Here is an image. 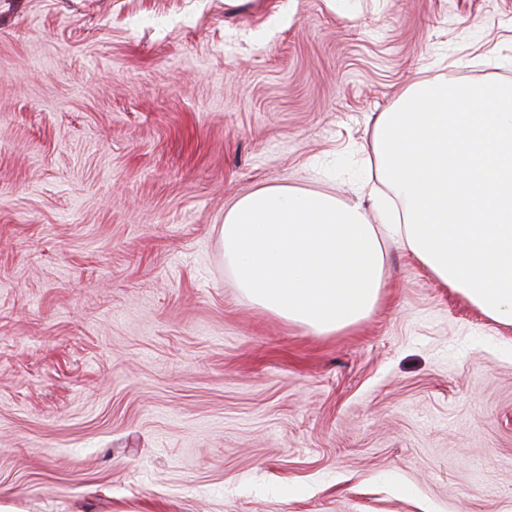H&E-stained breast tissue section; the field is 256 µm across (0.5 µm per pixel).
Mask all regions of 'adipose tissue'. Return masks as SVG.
<instances>
[{"instance_id": "ef3b65f1", "label": "adipose tissue", "mask_w": 512, "mask_h": 512, "mask_svg": "<svg viewBox=\"0 0 512 512\" xmlns=\"http://www.w3.org/2000/svg\"><path fill=\"white\" fill-rule=\"evenodd\" d=\"M389 190L382 225L360 205L269 186L240 197L220 228L243 301L320 336L379 300L382 237L492 320L512 325V82H412L375 128Z\"/></svg>"}]
</instances>
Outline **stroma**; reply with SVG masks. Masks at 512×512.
<instances>
[{
  "mask_svg": "<svg viewBox=\"0 0 512 512\" xmlns=\"http://www.w3.org/2000/svg\"><path fill=\"white\" fill-rule=\"evenodd\" d=\"M512 80V0H0V504L512 512V326L385 242L318 336L219 229L352 204L411 81Z\"/></svg>",
  "mask_w": 512,
  "mask_h": 512,
  "instance_id": "stroma-1",
  "label": "stroma"
}]
</instances>
